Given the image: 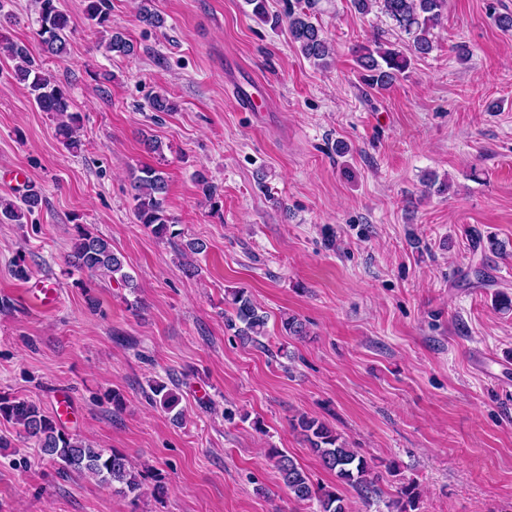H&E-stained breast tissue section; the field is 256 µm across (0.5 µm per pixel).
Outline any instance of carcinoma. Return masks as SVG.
<instances>
[{
	"instance_id": "carcinoma-1",
	"label": "carcinoma",
	"mask_w": 512,
	"mask_h": 512,
	"mask_svg": "<svg viewBox=\"0 0 512 512\" xmlns=\"http://www.w3.org/2000/svg\"><path fill=\"white\" fill-rule=\"evenodd\" d=\"M85 18L108 34L106 51L117 55H131L134 44L126 38L118 23L112 19L110 0H83ZM378 4L381 12L407 37L410 54L388 47L376 37L355 50V60L365 86L373 90L390 88L409 69L410 56L423 57L433 50L431 29L442 19L447 0H353L361 14ZM39 28L35 35L45 53L60 56L66 51V32L70 17L60 7V0H36ZM288 31L292 43L301 54L318 66H325L335 50L323 37L322 29L309 20L306 11L288 7ZM139 19L144 26L157 29L165 20L152 6V0H142ZM0 53L15 61L14 76L26 83L28 93L39 111L58 120L56 138L74 151L80 146L77 131L80 116L70 111L68 92L55 76L44 69L42 63L30 55L28 47L6 36L0 38ZM149 107L154 112H174L176 104L166 94H153ZM131 185L135 191V215L140 224L157 238H175V221L167 212V182L163 173L152 166H142L132 172ZM43 198L36 185L30 183L16 204L0 199V223L22 224L42 204ZM72 246L74 266L90 276L108 278L130 288L134 287L130 274L124 272L121 257L112 251V244L82 224L75 226ZM228 304L233 315L228 327L246 342H256L265 335L268 315L261 311L252 296L242 288L228 291ZM282 330L289 336L306 334L305 324L295 315L280 317ZM151 402L168 411L179 404V397L163 382L149 384ZM0 419L19 426L25 437L39 448L64 473L77 471L88 474L112 486L124 495L138 496L141 489L140 474L130 457L115 449L93 448L77 435L65 431L57 417L45 414L35 403L18 398L0 397ZM294 428L300 431L310 451L322 466L334 474L336 483L313 484L307 471L288 454L272 448L270 458L279 478L297 502L316 500L319 512H350L341 488L353 489L363 500L369 501L381 494L378 486L377 463L372 457L347 446L326 423L307 415L296 419ZM420 494L411 480L402 484L397 497L389 503L391 512H418Z\"/></svg>"
}]
</instances>
